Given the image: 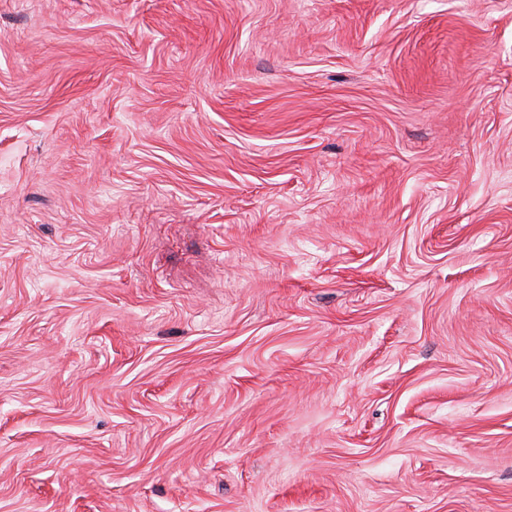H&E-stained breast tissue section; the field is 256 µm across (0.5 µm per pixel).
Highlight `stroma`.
<instances>
[{
	"mask_svg": "<svg viewBox=\"0 0 512 512\" xmlns=\"http://www.w3.org/2000/svg\"><path fill=\"white\" fill-rule=\"evenodd\" d=\"M0 512H512V0H0Z\"/></svg>",
	"mask_w": 512,
	"mask_h": 512,
	"instance_id": "stroma-1",
	"label": "stroma"
}]
</instances>
